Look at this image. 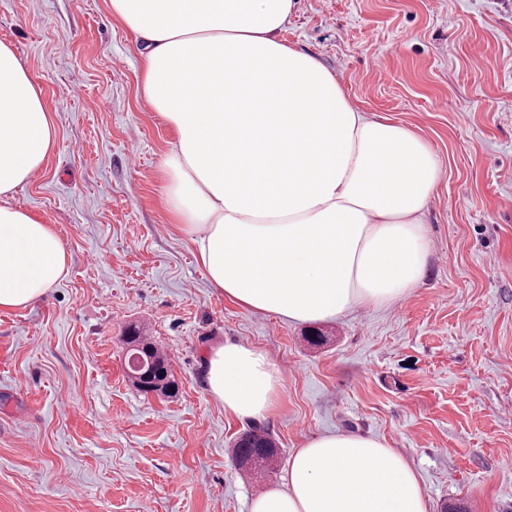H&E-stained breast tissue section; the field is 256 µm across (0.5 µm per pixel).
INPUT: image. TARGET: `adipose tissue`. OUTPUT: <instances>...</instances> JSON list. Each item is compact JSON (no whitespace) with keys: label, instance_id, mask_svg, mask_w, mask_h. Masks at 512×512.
<instances>
[{"label":"adipose tissue","instance_id":"1","mask_svg":"<svg viewBox=\"0 0 512 512\" xmlns=\"http://www.w3.org/2000/svg\"><path fill=\"white\" fill-rule=\"evenodd\" d=\"M109 4L134 37L143 96L175 134L162 160L166 207L225 299L317 322L422 282L437 158L417 133L365 115L315 56L282 39L295 0ZM55 142L37 78L0 42V312L40 301L68 269L54 226L13 202ZM205 365L225 414L275 412L282 379L265 353L227 342ZM283 481L250 512H428L411 463L375 437L311 438Z\"/></svg>","mask_w":512,"mask_h":512}]
</instances>
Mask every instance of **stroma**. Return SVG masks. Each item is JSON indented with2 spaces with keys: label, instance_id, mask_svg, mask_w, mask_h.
<instances>
[{
  "label": "stroma",
  "instance_id": "35a3bbf8",
  "mask_svg": "<svg viewBox=\"0 0 512 512\" xmlns=\"http://www.w3.org/2000/svg\"><path fill=\"white\" fill-rule=\"evenodd\" d=\"M282 38L367 116L421 135L442 169L422 283L312 325L210 287L165 205L174 132L141 93L109 0H0V42L37 76L56 128L14 202L69 256L46 298L0 312V512H248L297 448L338 432L403 454L429 512H512V0H298ZM131 324L167 353L175 396L129 380ZM227 341L277 365L268 419L227 416L205 387L203 356ZM252 428L281 450L259 477L233 457Z\"/></svg>",
  "mask_w": 512,
  "mask_h": 512
}]
</instances>
